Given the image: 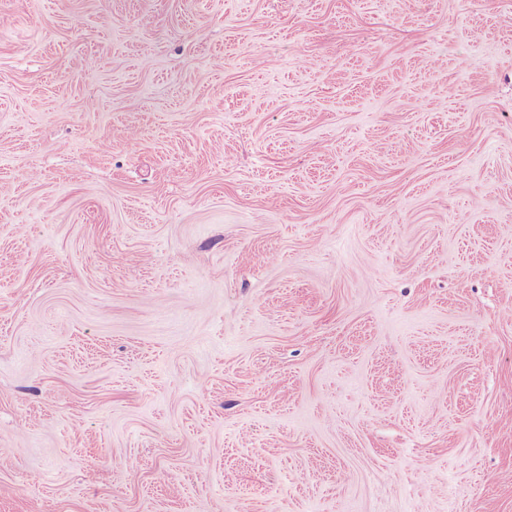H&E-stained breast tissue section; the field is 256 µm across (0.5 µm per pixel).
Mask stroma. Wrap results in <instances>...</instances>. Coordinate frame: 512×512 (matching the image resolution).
I'll return each instance as SVG.
<instances>
[{
  "instance_id": "1",
  "label": "stroma",
  "mask_w": 512,
  "mask_h": 512,
  "mask_svg": "<svg viewBox=\"0 0 512 512\" xmlns=\"http://www.w3.org/2000/svg\"><path fill=\"white\" fill-rule=\"evenodd\" d=\"M512 512V0H0V512Z\"/></svg>"
}]
</instances>
